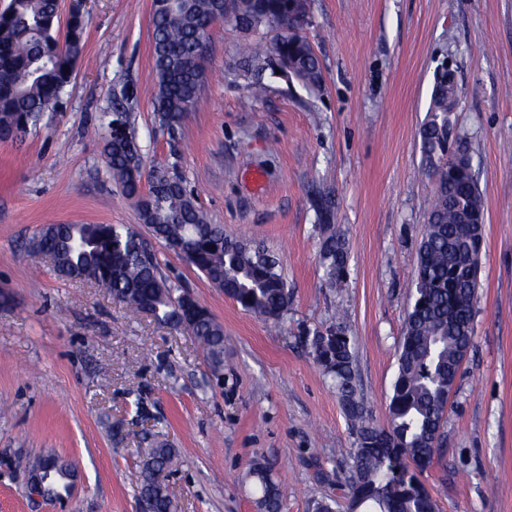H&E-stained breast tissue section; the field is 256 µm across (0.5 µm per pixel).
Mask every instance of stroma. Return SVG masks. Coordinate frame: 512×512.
Here are the masks:
<instances>
[{
	"instance_id": "stroma-1",
	"label": "stroma",
	"mask_w": 512,
	"mask_h": 512,
	"mask_svg": "<svg viewBox=\"0 0 512 512\" xmlns=\"http://www.w3.org/2000/svg\"><path fill=\"white\" fill-rule=\"evenodd\" d=\"M85 9L84 54L60 105L23 140H0V512H137L142 451L159 441L180 458L169 482L180 512H255L246 473L256 458L285 512H313L327 495L346 512L352 437L302 338L344 311L361 389L385 422L432 189L420 128L443 68L456 75L453 120L486 224L474 345L448 401L446 451L423 480L441 512H512V0H308L320 86L268 72L258 97L240 47L272 44L278 30L215 24L202 103L172 131L153 109L152 0ZM121 99L144 171L173 170L210 223L278 258L291 294L279 325L242 310L141 223L94 132ZM324 193L347 243L341 288L319 262L314 201ZM58 223L131 225L169 281L223 324V371L191 332L58 279L32 247ZM46 451L76 470L52 506L28 497L13 463Z\"/></svg>"
}]
</instances>
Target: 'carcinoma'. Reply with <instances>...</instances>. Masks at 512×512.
Returning a JSON list of instances; mask_svg holds the SVG:
<instances>
[{"instance_id": "obj_1", "label": "carcinoma", "mask_w": 512, "mask_h": 512, "mask_svg": "<svg viewBox=\"0 0 512 512\" xmlns=\"http://www.w3.org/2000/svg\"><path fill=\"white\" fill-rule=\"evenodd\" d=\"M231 8L226 18L216 0H178L172 5L153 0L154 109L162 126H180L197 105L207 61L198 47L216 23L228 21L245 32L282 30L272 48L255 41L244 49L241 63L254 94L263 91L268 68L290 69L308 88L319 85L321 67L311 44L284 31L287 25H304L307 0H231ZM58 21L57 0H9L0 12V140L16 139L36 125L58 106L73 78L84 51L85 17L72 11L63 35ZM450 99H458L455 85L432 94L421 129V169L433 190L409 285L410 305L386 424L374 420L358 384L357 337L344 315L337 314L325 332L315 330L304 337L316 364L332 381L353 435L344 486L352 512H440L422 474L445 451L448 395L473 347L479 293L471 286L467 257L483 243L461 216L485 217L467 142L451 120ZM104 117L105 164L124 194L137 201L141 222L156 238L188 252L187 261L243 310L281 322L288 314L290 294L277 259L265 249L224 236V229L208 222L182 181L167 169L153 170L143 183L130 113L113 105ZM315 209L324 275L330 287L340 288L346 241L336 231L331 200L319 196ZM34 245L52 255L59 278L104 282L134 313L149 309L162 323H189L210 367L224 369L223 324L205 307L190 311L181 306L179 289L162 275L156 255L142 250L143 241L127 225L54 224L40 232ZM144 455L140 494L150 500L152 512H169L167 485L157 483L154 473L170 471L177 464L176 451L154 443ZM247 476L262 512H283L280 485L267 466L254 460Z\"/></svg>"}]
</instances>
